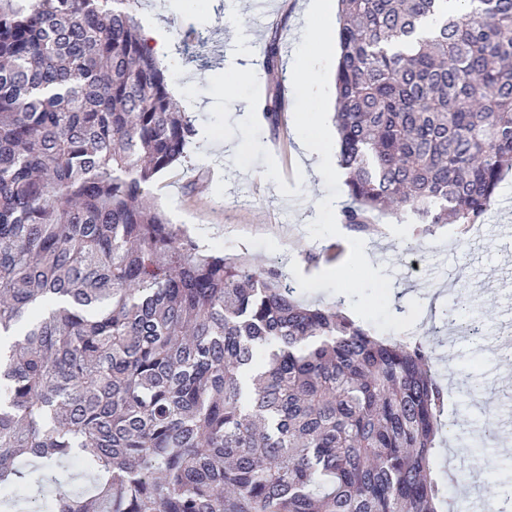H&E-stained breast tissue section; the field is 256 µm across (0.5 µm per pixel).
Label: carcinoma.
<instances>
[{"instance_id": "carcinoma-1", "label": "carcinoma", "mask_w": 512, "mask_h": 512, "mask_svg": "<svg viewBox=\"0 0 512 512\" xmlns=\"http://www.w3.org/2000/svg\"><path fill=\"white\" fill-rule=\"evenodd\" d=\"M339 2L343 224L466 232L512 167V0ZM135 6L0 0V512L43 496L1 494L25 460L51 512H438L432 348L298 301L151 201L199 130Z\"/></svg>"}]
</instances>
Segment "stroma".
<instances>
[{
	"mask_svg": "<svg viewBox=\"0 0 512 512\" xmlns=\"http://www.w3.org/2000/svg\"><path fill=\"white\" fill-rule=\"evenodd\" d=\"M254 0H142L139 23L164 25L171 47L164 65L180 104L201 132L188 158L151 187L171 223L206 230L201 245L266 266H278L301 300L341 304L344 313L384 337L419 339L434 352L447 392L436 473L448 485L451 512H479L478 497L494 494L499 512H512V172L482 224L459 236L451 224H421L407 210L379 216L371 233L328 221V206L349 198L343 179L307 180L297 166L295 120L321 112L326 129L308 125L318 148L338 149L334 69L319 95H307L290 71L274 76L263 48L278 35L283 60L315 53V27L302 0H287L274 23L259 26ZM222 59H215V48ZM247 67L231 96L224 78ZM285 106L270 130L262 106L275 84ZM371 269L345 285L334 269L357 253ZM497 423L493 440L481 428ZM494 478L482 480L486 460Z\"/></svg>",
	"mask_w": 512,
	"mask_h": 512,
	"instance_id": "obj_1",
	"label": "stroma"
}]
</instances>
